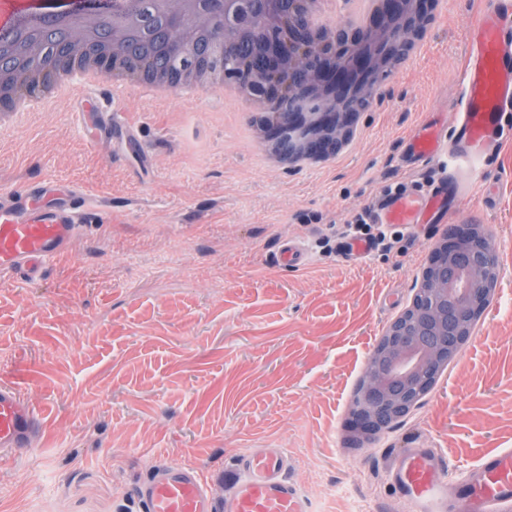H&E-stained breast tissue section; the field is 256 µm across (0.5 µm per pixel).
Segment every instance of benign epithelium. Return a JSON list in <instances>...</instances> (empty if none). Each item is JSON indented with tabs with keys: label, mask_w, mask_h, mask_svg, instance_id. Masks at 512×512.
Wrapping results in <instances>:
<instances>
[{
	"label": "benign epithelium",
	"mask_w": 512,
	"mask_h": 512,
	"mask_svg": "<svg viewBox=\"0 0 512 512\" xmlns=\"http://www.w3.org/2000/svg\"><path fill=\"white\" fill-rule=\"evenodd\" d=\"M414 9L398 13L382 24L379 35L391 27L412 30L427 14L433 0H413ZM341 44L330 41L304 47L294 66L315 84L325 78L307 66L311 52L334 53ZM325 79L340 91L342 78ZM16 92L32 96L49 83L45 75L17 71L0 75ZM268 86L277 98L291 103L300 95V81L280 83L278 68L266 71ZM498 243L478 224H463L433 246L430 265L417 288L413 305L393 323L368 357L350 407L346 439L356 448L374 443L406 416L433 387L442 368L470 339V326L493 301L499 276Z\"/></svg>",
	"instance_id": "1"
}]
</instances>
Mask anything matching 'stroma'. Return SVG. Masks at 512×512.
Instances as JSON below:
<instances>
[{"label":"stroma","mask_w":512,"mask_h":512,"mask_svg":"<svg viewBox=\"0 0 512 512\" xmlns=\"http://www.w3.org/2000/svg\"><path fill=\"white\" fill-rule=\"evenodd\" d=\"M427 49L360 115L348 155L317 171L266 168L245 112L194 98L118 100L132 140L89 143L81 87L0 131V191L54 177L87 189L110 218L79 230L42 280L0 283V377L43 412L34 448L0 460V512H140L133 489L155 462L224 476L272 444L311 512H404L386 480L407 448L446 455L448 499L481 457L512 450V143L484 165L490 203L470 210L500 242L497 297L481 331L408 416L368 448L345 440L347 408L382 330L420 285L435 225L351 264L348 224L401 182V139L455 114L473 0H444ZM305 243L310 265L279 264Z\"/></svg>","instance_id":"stroma-1"}]
</instances>
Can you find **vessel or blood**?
Wrapping results in <instances>:
<instances>
[{"label":"vessel or blood","instance_id":"b4317fda","mask_svg":"<svg viewBox=\"0 0 512 512\" xmlns=\"http://www.w3.org/2000/svg\"><path fill=\"white\" fill-rule=\"evenodd\" d=\"M465 92L454 131L429 121L403 138L407 165L432 162L443 169L426 188L401 184L373 203L370 224L405 228L437 224L468 192L449 160L484 164L512 137V0H488L469 34L464 60ZM91 198L79 186L43 178L0 193V279L39 277L52 260L65 256L78 228L102 223ZM372 249L365 240H341L337 253L357 261ZM43 417L16 385L0 384V459L32 448ZM287 456L278 447L253 448L233 469V489L214 497L197 468L160 463L135 488L142 512H310L297 485L286 475ZM451 463L423 445L406 449L388 471V483L411 512H453L446 488ZM466 512H512V453L484 454L459 492Z\"/></svg>","mask_w":512,"mask_h":512}]
</instances>
